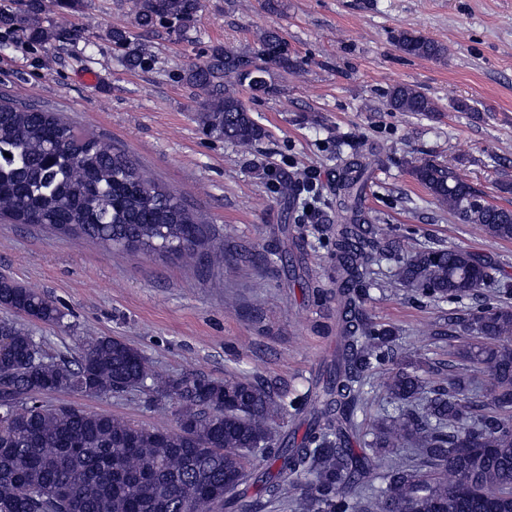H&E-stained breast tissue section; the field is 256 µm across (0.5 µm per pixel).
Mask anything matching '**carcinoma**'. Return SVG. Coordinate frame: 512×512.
<instances>
[{
	"label": "carcinoma",
	"mask_w": 512,
	"mask_h": 512,
	"mask_svg": "<svg viewBox=\"0 0 512 512\" xmlns=\"http://www.w3.org/2000/svg\"><path fill=\"white\" fill-rule=\"evenodd\" d=\"M201 0H134L135 29L109 33L129 65L147 53L142 33L174 20L185 33ZM45 0L0 8V27L50 42ZM405 54L440 60L447 48L410 31L394 36ZM257 53L213 48L209 60L184 70L202 95L207 127L243 148L266 136L230 82L275 95L270 69L297 61L275 31ZM393 112L438 111L414 85L386 94ZM412 177L449 212L512 240V210L480 199L456 171L433 160ZM368 171L349 162L336 181L334 235L336 351L312 397L290 401L277 384L247 377L171 378L153 371L134 345L111 336L82 344L71 361L45 342L0 323V512H250L265 501L290 512H512V303H486L448 318L460 340L448 377L435 384L402 358L390 326L364 310L368 274L396 242L362 209ZM0 218L88 238L107 249L194 257L207 241L203 224L177 193L145 175L110 142L80 132L61 115L0 98ZM489 283L512 292V277L469 252L424 248L400 262L394 284L432 300L463 299ZM0 304L30 319L57 323L53 301L0 278ZM392 363L386 403L369 428L357 414L371 394L369 377ZM484 366L485 384L467 368ZM148 387L173 402L177 429L147 428L107 414L36 398L60 389L102 395ZM304 428L284 430L285 419ZM411 448L415 461L393 454Z\"/></svg>",
	"instance_id": "obj_1"
}]
</instances>
